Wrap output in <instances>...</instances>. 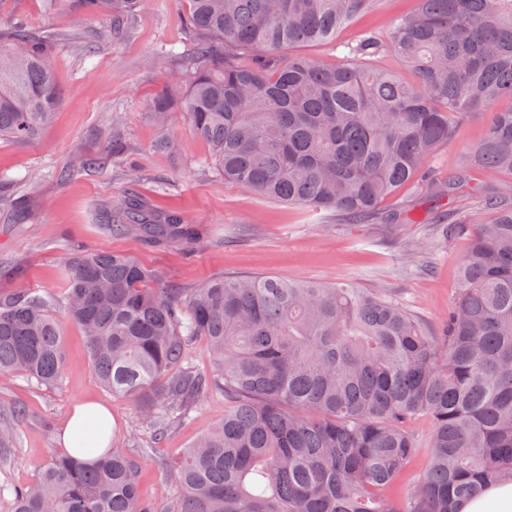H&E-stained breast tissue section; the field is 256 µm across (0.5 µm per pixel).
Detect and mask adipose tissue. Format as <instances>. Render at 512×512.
<instances>
[{"instance_id":"1","label":"adipose tissue","mask_w":512,"mask_h":512,"mask_svg":"<svg viewBox=\"0 0 512 512\" xmlns=\"http://www.w3.org/2000/svg\"><path fill=\"white\" fill-rule=\"evenodd\" d=\"M112 423V413L106 407L93 402L78 404L62 432L61 445L74 457L93 458L110 446ZM458 512H512V481L487 485L480 494L462 499Z\"/></svg>"}]
</instances>
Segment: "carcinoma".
I'll return each mask as SVG.
<instances>
[{
    "label": "carcinoma",
    "mask_w": 512,
    "mask_h": 512,
    "mask_svg": "<svg viewBox=\"0 0 512 512\" xmlns=\"http://www.w3.org/2000/svg\"><path fill=\"white\" fill-rule=\"evenodd\" d=\"M72 3L112 21L120 40L149 0ZM177 3L199 43L191 79H171L151 106L157 149H175L179 111L224 181L356 222L408 183L438 201L473 194L466 175L441 183L429 162L459 119L512 102V0H418L386 38L365 31L351 44L338 32L379 0ZM323 43L340 53L333 66L298 52ZM384 50L414 82L371 66ZM60 104L49 41L14 26L0 48V140L38 139ZM126 138L113 119L112 157L91 164L122 162ZM473 168L512 176V108L467 153ZM482 207L493 223L472 215L447 226L472 243L436 335L349 279L224 275L171 288L128 255L62 249V314L27 288L0 291V378L59 381L63 317L86 336L101 384L135 401L157 440L208 392L224 394V415L169 463L163 509L116 433L94 462L54 457L34 483L0 485V497L11 495L12 512H456L458 500L512 479V198ZM111 217L110 234L143 245L189 253L207 236L182 211L132 193ZM200 338L214 357L206 370L192 363ZM19 416L0 409V461ZM420 416L433 424L426 469L397 497L392 486L421 451L408 427Z\"/></svg>",
    "instance_id": "obj_1"
}]
</instances>
